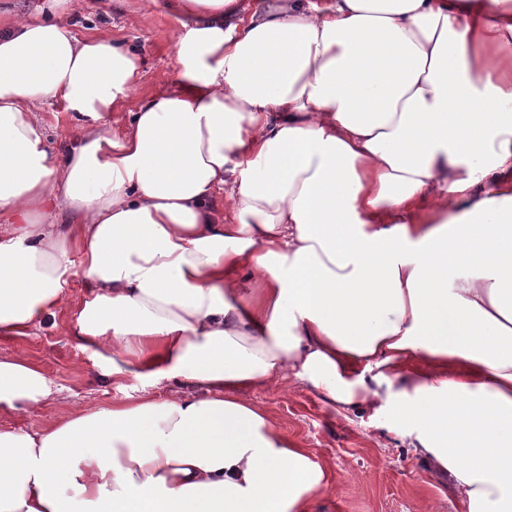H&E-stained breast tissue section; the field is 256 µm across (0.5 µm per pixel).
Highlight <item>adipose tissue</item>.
<instances>
[{
    "label": "adipose tissue",
    "mask_w": 512,
    "mask_h": 512,
    "mask_svg": "<svg viewBox=\"0 0 512 512\" xmlns=\"http://www.w3.org/2000/svg\"><path fill=\"white\" fill-rule=\"evenodd\" d=\"M237 3L170 5L176 86L117 145L97 121L134 54L0 31V335L61 310L103 376L206 389L0 428V512H312L326 468L241 395L280 380L387 411L464 512H512V71L486 53L512 55V8ZM48 100L83 118L59 155ZM483 181L500 193L468 196ZM432 195L452 220L416 223ZM53 393L0 356V410Z\"/></svg>",
    "instance_id": "ef3b65f1"
}]
</instances>
